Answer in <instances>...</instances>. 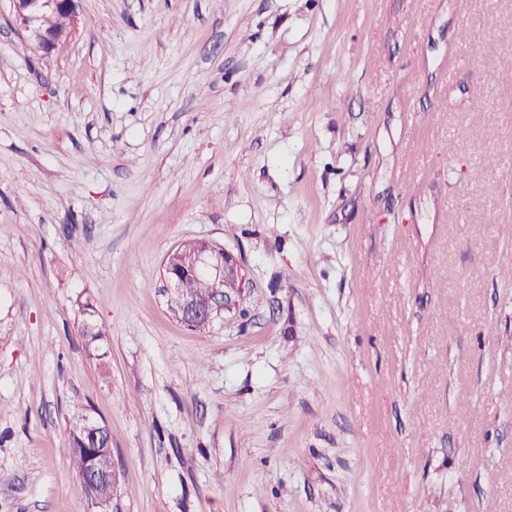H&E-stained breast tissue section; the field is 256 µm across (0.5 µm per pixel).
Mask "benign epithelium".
<instances>
[{
	"mask_svg": "<svg viewBox=\"0 0 512 512\" xmlns=\"http://www.w3.org/2000/svg\"><path fill=\"white\" fill-rule=\"evenodd\" d=\"M12 16L25 34L33 50L43 56L50 55L72 36L77 23L79 0H10ZM205 276L211 285V295L204 303H186L177 308L180 318L192 327L207 325L221 314L238 310L237 295L245 286L243 266L222 246L206 241L191 252L181 248L172 250L164 264V282L167 293L176 295L189 277ZM77 429L88 441L99 443L107 433L106 425L85 417L78 421ZM87 480L112 494V469L91 471Z\"/></svg>",
	"mask_w": 512,
	"mask_h": 512,
	"instance_id": "obj_1",
	"label": "benign epithelium"
}]
</instances>
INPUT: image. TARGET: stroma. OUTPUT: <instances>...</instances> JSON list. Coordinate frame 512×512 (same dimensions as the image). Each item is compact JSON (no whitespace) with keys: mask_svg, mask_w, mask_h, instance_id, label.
Segmentation results:
<instances>
[{"mask_svg":"<svg viewBox=\"0 0 512 512\" xmlns=\"http://www.w3.org/2000/svg\"><path fill=\"white\" fill-rule=\"evenodd\" d=\"M78 13L0 0V512H91L81 413L112 512H512V0ZM187 239L246 274L206 328ZM16 25L36 53L48 56L72 36L79 0H9ZM199 245L191 252L181 248L172 250L164 264V282L167 293L175 296L181 288V297L185 299H204V303H186L177 308V314L189 326L197 327L212 323L221 314L238 310L237 295L245 286L243 266L237 258L222 246L198 240ZM199 278H189L197 276ZM189 278L184 283L185 279ZM69 448H67V454L70 461V465L72 466L73 470L75 471L76 475L78 476L82 489L84 491V494L86 495V492H88V489H86L85 485L83 484V481L85 482L86 479L83 478L84 474L86 473V459L84 456V448L82 447L81 437L79 432L75 430V426H73L70 430L69 434ZM83 478V481H82ZM102 464L107 467L112 465L111 451H107L103 454ZM87 480L105 490L111 497L112 502V493L114 489V472H112V466L104 471H90L87 474Z\"/></svg>","mask_w":512,"mask_h":512,"instance_id":"35a3bbf8","label":"stroma"}]
</instances>
